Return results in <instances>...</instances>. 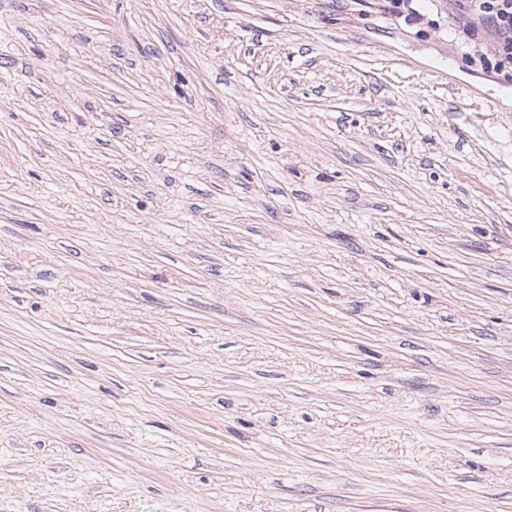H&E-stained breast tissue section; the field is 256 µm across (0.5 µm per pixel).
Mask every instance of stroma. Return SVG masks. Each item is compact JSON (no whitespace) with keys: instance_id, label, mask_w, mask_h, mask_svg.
Masks as SVG:
<instances>
[{"instance_id":"obj_1","label":"stroma","mask_w":512,"mask_h":512,"mask_svg":"<svg viewBox=\"0 0 512 512\" xmlns=\"http://www.w3.org/2000/svg\"><path fill=\"white\" fill-rule=\"evenodd\" d=\"M463 0H0V512H512V69Z\"/></svg>"}]
</instances>
